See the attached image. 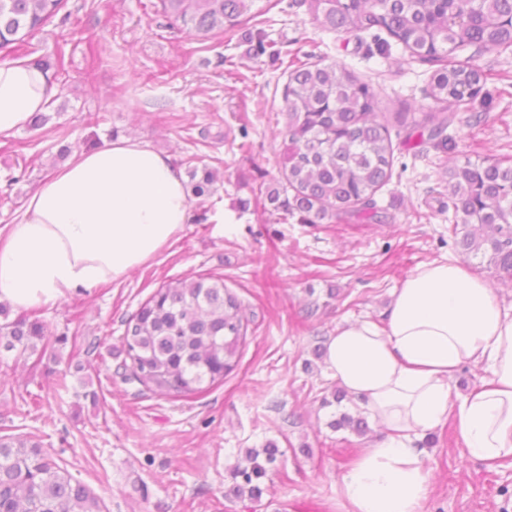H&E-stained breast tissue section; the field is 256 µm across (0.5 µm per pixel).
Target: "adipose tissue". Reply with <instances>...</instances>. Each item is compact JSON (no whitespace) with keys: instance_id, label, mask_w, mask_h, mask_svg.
Wrapping results in <instances>:
<instances>
[{"instance_id":"1","label":"adipose tissue","mask_w":512,"mask_h":512,"mask_svg":"<svg viewBox=\"0 0 512 512\" xmlns=\"http://www.w3.org/2000/svg\"><path fill=\"white\" fill-rule=\"evenodd\" d=\"M58 87L28 61L0 62V137L46 111ZM171 157L137 139L75 153L0 232V301L48 305L126 276L180 238L191 216ZM325 361L388 435L340 477L348 512H421L430 491L416 436L454 419L469 458L512 459V306L460 262L418 266L396 288L387 322L337 326ZM486 376L454 392L461 366Z\"/></svg>"}]
</instances>
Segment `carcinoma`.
<instances>
[{
    "label": "carcinoma",
    "mask_w": 512,
    "mask_h": 512,
    "mask_svg": "<svg viewBox=\"0 0 512 512\" xmlns=\"http://www.w3.org/2000/svg\"><path fill=\"white\" fill-rule=\"evenodd\" d=\"M255 0H158L156 13L175 25L192 26L204 38L276 7L254 11ZM314 23L327 32L385 31L413 57L441 65L431 78L429 97L441 108L424 114L433 147L448 153L445 135L456 112L473 108L485 74L456 51L512 50V0H302ZM66 0H0V56L21 55L24 37L43 29ZM256 53L285 65L281 114L284 143L277 165L278 187L268 191L274 210L294 211L305 224L333 220L372 224L378 220L374 195L391 176L393 143L380 117V102L351 70L293 57L282 59L276 43L255 30ZM66 42L37 61L45 69L65 66ZM191 193L209 197L216 170L186 161ZM452 222L448 232L461 253L479 258L501 279L512 282V164L497 159L473 162L449 158L444 165ZM242 304L221 274L199 275L158 288L126 321L119 364L123 376L153 393L189 398L224 380L237 365L247 336ZM46 336L38 319L18 317L0 325V348L36 350ZM334 430L368 431L364 418L343 413ZM278 448L270 443L247 453L237 467L236 493L262 494L265 464ZM265 455V463L258 458ZM0 512H103L90 488L73 478L30 436H0Z\"/></svg>",
    "instance_id": "cac0c4a2"
}]
</instances>
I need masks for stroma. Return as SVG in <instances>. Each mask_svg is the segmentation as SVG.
Instances as JSON below:
<instances>
[{"label":"stroma","instance_id":"obj_1","mask_svg":"<svg viewBox=\"0 0 512 512\" xmlns=\"http://www.w3.org/2000/svg\"><path fill=\"white\" fill-rule=\"evenodd\" d=\"M152 0H67L60 17L24 43L27 59L67 40L59 93L40 128L0 137V226L20 217L62 145L80 150L133 137L174 162L198 154L216 164L211 197L192 199L204 221L149 265L89 292L42 306V352L0 354V434L39 437L60 466L85 483L104 512H346L339 478L381 440L332 430L357 399L321 407L336 387L318 349L337 325L385 324L391 295L418 265L458 260L448 236V192L439 153L414 134L433 105V65L387 34L324 32L300 0L265 17L269 40L289 55L354 71L382 103L394 145L389 181L376 193L378 224H305L259 202L275 187L282 145L280 62L256 55L251 27L202 45L170 28ZM485 104L458 112L447 134L471 160H512V51L474 55ZM249 152H241V144ZM198 273L223 275L249 321L237 368L196 399L163 397L124 380L117 367L125 322L159 287ZM97 352H87L89 343ZM68 387L56 389L59 373ZM431 488L423 512H512V460L469 459L454 421L427 431ZM277 444L259 498L234 496L231 471L245 452Z\"/></svg>","mask_w":512,"mask_h":512}]
</instances>
